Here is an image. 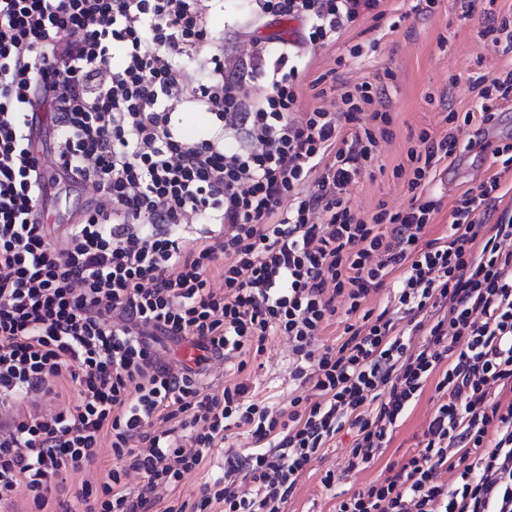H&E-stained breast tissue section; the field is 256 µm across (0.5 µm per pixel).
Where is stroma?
I'll use <instances>...</instances> for the list:
<instances>
[{"label":"stroma","mask_w":512,"mask_h":512,"mask_svg":"<svg viewBox=\"0 0 512 512\" xmlns=\"http://www.w3.org/2000/svg\"><path fill=\"white\" fill-rule=\"evenodd\" d=\"M416 3L417 0H390V12L403 18L397 30H389L387 25L365 18L336 44L308 45L304 51L312 60V74L317 75L335 68V58L346 55L351 45L373 41L377 44L375 52L361 58H348L345 67L337 68L340 79L357 84L374 81L387 71L393 74L387 93L394 136L381 145L380 162L385 170L372 177H361L350 190L352 202L361 213L374 212L381 201L395 209L406 207L410 199L407 185L404 180L393 177L392 169L405 157L410 140L417 138L424 129L437 137L455 133L460 144L455 160L438 165L431 185L439 204V212L428 232L429 238L434 239L445 234L461 194L494 173L490 155L481 148L467 145L468 139L475 135L474 128L451 131L444 116L451 108L459 111L475 108L477 98L470 87L471 78L482 74L490 79L500 76L504 70L512 68V52H503L502 48L484 42L481 32L488 21L477 12L466 15V0H436L432 8L422 11L417 9ZM241 7L240 0H224L223 14L214 19V42L223 46L226 60H234L245 53L253 38L263 42L296 39L300 22L285 19L268 21L253 37L242 36L232 26ZM289 352L286 337L271 336L266 341L265 352L251 360L243 373L233 374L227 362L213 360L201 381L203 385L220 389L226 381L236 378L248 385L253 402L281 407L292 397L310 392L309 386L289 381ZM435 403L433 386H426L408 418L395 429L385 454L362 471L346 468L353 435L350 430H342L331 448L307 466L284 507L285 512H336L338 494L353 493L383 478L386 465L404 462L417 451ZM251 445L248 435H230L205 468L182 481L176 490L177 496L185 499L197 495L206 481L222 474L225 451L240 453ZM329 470L334 471L336 481L327 488L322 479Z\"/></svg>","instance_id":"obj_1"}]
</instances>
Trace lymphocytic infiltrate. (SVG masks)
Wrapping results in <instances>:
<instances>
[{"instance_id":"lymphocytic-infiltrate-1","label":"lymphocytic infiltrate","mask_w":512,"mask_h":512,"mask_svg":"<svg viewBox=\"0 0 512 512\" xmlns=\"http://www.w3.org/2000/svg\"><path fill=\"white\" fill-rule=\"evenodd\" d=\"M386 3L258 0L244 26L298 19L301 42L257 44L229 65L213 45L224 0H0V512H283L343 426L349 469H366L429 384L438 405L420 450L336 512H512L500 178L467 189L448 233L427 239L433 171L457 141L424 130L393 168L408 207L361 215L348 190L394 136L385 89L307 76L302 45L381 21ZM473 88L478 110H449L447 123L492 126L512 70ZM307 94L314 106L296 113ZM187 111L205 119L191 135ZM44 137L62 189L93 191L64 224L38 221ZM388 281L400 310L431 321L419 348L387 313L361 309ZM342 309L363 323L325 343ZM274 335L311 400L261 406L243 382L211 393L159 354L161 339L187 342L241 373ZM242 427L254 450L229 454L198 498L176 497ZM105 446L111 468L87 479Z\"/></svg>"}]
</instances>
